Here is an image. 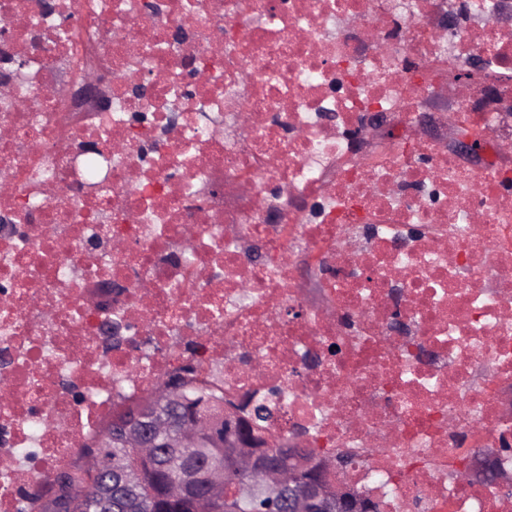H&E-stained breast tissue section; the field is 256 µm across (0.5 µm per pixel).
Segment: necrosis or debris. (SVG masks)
I'll return each mask as SVG.
<instances>
[{
    "label": "necrosis or debris",
    "mask_w": 512,
    "mask_h": 512,
    "mask_svg": "<svg viewBox=\"0 0 512 512\" xmlns=\"http://www.w3.org/2000/svg\"><path fill=\"white\" fill-rule=\"evenodd\" d=\"M496 5L0 0V512L200 336L268 435L368 449L382 512H512L454 472L512 437V120L455 94L478 171L417 133L450 71H512ZM373 111L394 135L360 162Z\"/></svg>",
    "instance_id": "1"
}]
</instances>
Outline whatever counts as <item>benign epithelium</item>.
I'll return each mask as SVG.
<instances>
[{
  "mask_svg": "<svg viewBox=\"0 0 512 512\" xmlns=\"http://www.w3.org/2000/svg\"><path fill=\"white\" fill-rule=\"evenodd\" d=\"M448 147L465 162L479 166L483 162L482 149L476 147L479 138L472 133L459 134L454 130V121H448ZM187 373L180 372L166 379L150 399L157 403H182V385ZM187 417L174 437L165 441L163 447L171 465L180 471V479L167 489L172 499L190 495L197 484L198 473L192 461L198 456L202 437L224 447V456L233 467L252 477L260 484L266 495L284 503L287 512H374V504L356 495L347 488L348 473L342 457H325L311 454L305 442L298 436L271 438L256 434L253 416L243 414L235 407L224 408V425L202 420L189 409ZM140 410L130 416L120 437L128 448L138 449V454L120 470L128 481L138 479L143 464L160 454L153 436L165 432L168 422L153 416L147 422L139 420ZM88 445L99 452L85 459L88 486L97 484L101 474L112 470V455L106 449L112 447L109 433L99 434L88 441ZM270 448L288 449V460L275 465L269 460ZM499 448H484L471 463V472L479 474L488 483L504 489L512 488V471L498 466ZM209 494L195 497L198 512H210L211 502L224 487L223 473L211 469L206 474Z\"/></svg>",
  "mask_w": 512,
  "mask_h": 512,
  "instance_id": "obj_1",
  "label": "benign epithelium"
}]
</instances>
